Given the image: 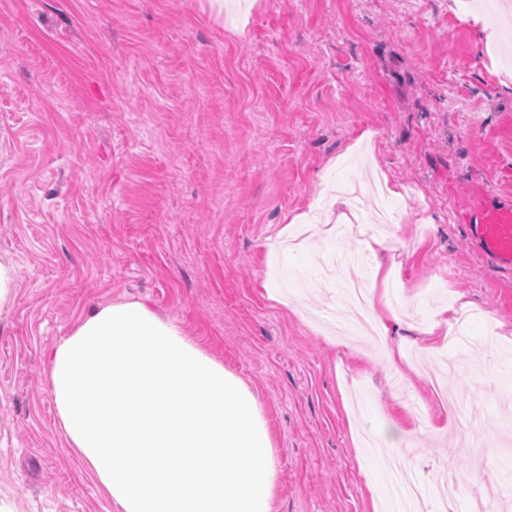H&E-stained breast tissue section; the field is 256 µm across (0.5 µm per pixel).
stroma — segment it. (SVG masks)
I'll return each instance as SVG.
<instances>
[{
  "instance_id": "obj_1",
  "label": "stroma",
  "mask_w": 512,
  "mask_h": 512,
  "mask_svg": "<svg viewBox=\"0 0 512 512\" xmlns=\"http://www.w3.org/2000/svg\"><path fill=\"white\" fill-rule=\"evenodd\" d=\"M0 0V255L18 266L0 316V499L17 512H113L61 439L45 385L54 343L94 309L141 300L252 391L277 456L273 512H394L380 440L425 407L401 460L429 501L470 476L512 501V272L469 225L512 210V71L487 10L454 0ZM399 195L372 191L376 172ZM355 201L388 229L392 344L439 350L392 375L383 352L328 331L352 236L281 242L292 216ZM280 301L269 299V292ZM448 389L445 405L437 388ZM447 417L436 432L428 418ZM452 310V307H446L436 311L432 324L424 331L426 335L435 336L424 345L427 351L435 350L437 341L448 337L453 328V317L450 314Z\"/></svg>"
}]
</instances>
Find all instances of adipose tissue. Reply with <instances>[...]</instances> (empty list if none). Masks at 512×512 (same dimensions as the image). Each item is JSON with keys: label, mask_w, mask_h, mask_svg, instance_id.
<instances>
[{"label": "adipose tissue", "mask_w": 512, "mask_h": 512, "mask_svg": "<svg viewBox=\"0 0 512 512\" xmlns=\"http://www.w3.org/2000/svg\"><path fill=\"white\" fill-rule=\"evenodd\" d=\"M359 245L375 259L364 314L385 337L377 289L391 271L379 256L391 243ZM46 385L66 445L115 512H272L276 452L253 393L145 303L82 317L53 345Z\"/></svg>", "instance_id": "obj_1"}]
</instances>
